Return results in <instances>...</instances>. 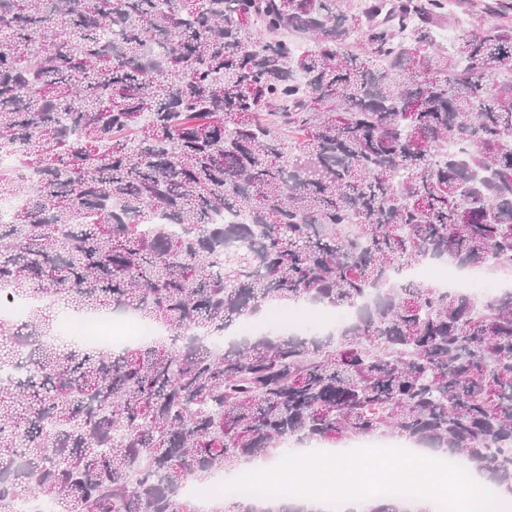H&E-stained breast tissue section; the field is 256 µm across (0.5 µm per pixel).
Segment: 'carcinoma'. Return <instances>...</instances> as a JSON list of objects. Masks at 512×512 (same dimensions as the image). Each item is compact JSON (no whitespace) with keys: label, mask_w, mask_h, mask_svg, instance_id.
Wrapping results in <instances>:
<instances>
[{"label":"carcinoma","mask_w":512,"mask_h":512,"mask_svg":"<svg viewBox=\"0 0 512 512\" xmlns=\"http://www.w3.org/2000/svg\"><path fill=\"white\" fill-rule=\"evenodd\" d=\"M447 7L0 0V512H200L190 481L374 435L512 488V290L406 279L512 281V25L444 48ZM304 303L355 317L206 345ZM117 310L164 335H60ZM255 501L209 512H311ZM440 284L443 287L463 288L480 297H493L503 288L496 279L484 272L467 273L462 278H445Z\"/></svg>","instance_id":"cac0c4a2"}]
</instances>
